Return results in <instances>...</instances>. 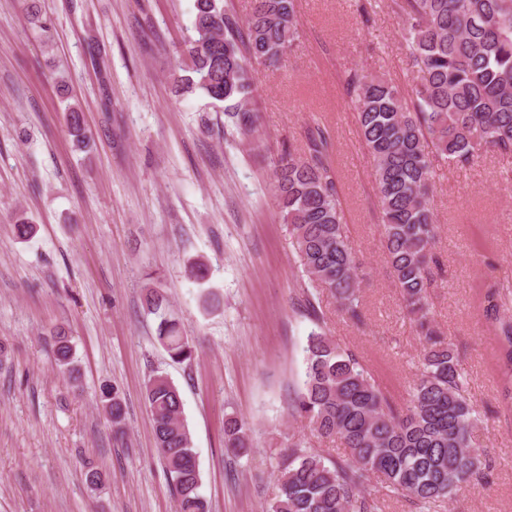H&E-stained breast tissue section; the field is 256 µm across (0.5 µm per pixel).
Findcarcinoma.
<instances>
[{
    "label": "carcinoma",
    "mask_w": 512,
    "mask_h": 512,
    "mask_svg": "<svg viewBox=\"0 0 512 512\" xmlns=\"http://www.w3.org/2000/svg\"><path fill=\"white\" fill-rule=\"evenodd\" d=\"M296 0H251L245 26L224 0H194L193 35L182 49L191 62L183 90L200 91L209 105L245 136L256 132L254 76L249 63L271 66L299 39ZM403 21V40L415 76L400 93L385 77L356 70L347 91L361 141L373 160V181L390 273L423 344L421 368L398 407L373 372L323 329L305 346L304 380L290 398L293 420L305 434L288 445L273 472L269 512H385L386 499L363 490L374 478L381 488L422 508L452 502L458 493L490 479V464L477 443L479 418L455 344L436 327L430 303L433 248L438 225L430 208L433 161L465 169L487 151L512 155V0H387ZM66 122L75 146L90 139L79 108ZM274 190L289 244L304 279L311 316L327 291L339 310L363 322L361 264L347 235L327 129H307L299 153L273 160ZM144 305L159 317L155 339L172 361H190L194 346L178 320L165 311L154 284ZM486 313L497 324L503 402L512 405V318L499 310L512 302L509 286L492 287ZM63 380L80 385L73 346L62 327L50 332ZM102 409L115 435L124 436L127 406L115 385L99 386ZM144 403L156 448L165 464L178 512H210L185 424L179 389L164 374L151 376ZM339 441L345 458L333 461L312 439ZM224 447L251 452L246 424L224 421Z\"/></svg>",
    "instance_id": "carcinoma-1"
}]
</instances>
